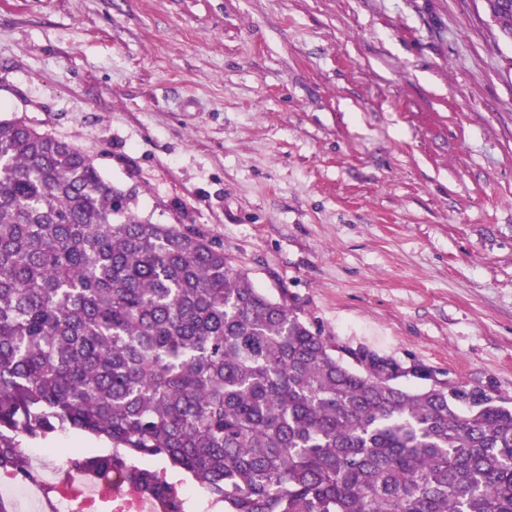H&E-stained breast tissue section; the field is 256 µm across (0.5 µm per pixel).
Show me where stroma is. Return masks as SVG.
Instances as JSON below:
<instances>
[{"label":"stroma","instance_id":"1","mask_svg":"<svg viewBox=\"0 0 512 512\" xmlns=\"http://www.w3.org/2000/svg\"><path fill=\"white\" fill-rule=\"evenodd\" d=\"M13 118L336 346L512 399V41L482 0H0Z\"/></svg>","mask_w":512,"mask_h":512}]
</instances>
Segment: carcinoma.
<instances>
[{
    "label": "carcinoma",
    "mask_w": 512,
    "mask_h": 512,
    "mask_svg": "<svg viewBox=\"0 0 512 512\" xmlns=\"http://www.w3.org/2000/svg\"><path fill=\"white\" fill-rule=\"evenodd\" d=\"M77 147L0 120V468L17 437L107 440L74 465L182 512H512V406L336 346L200 233L130 208ZM412 377L417 387L399 382ZM186 484L196 488L205 499L212 500L210 496L203 489L199 488L195 482H192V480L187 479ZM176 485L182 496L184 512H203L212 509V503L198 496L192 488L177 483Z\"/></svg>",
    "instance_id": "cac0c4a2"
}]
</instances>
